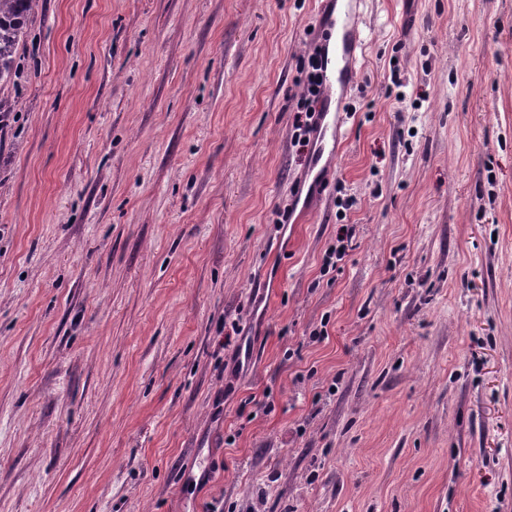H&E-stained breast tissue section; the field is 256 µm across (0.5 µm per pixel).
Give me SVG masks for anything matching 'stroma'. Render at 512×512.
Segmentation results:
<instances>
[{
	"mask_svg": "<svg viewBox=\"0 0 512 512\" xmlns=\"http://www.w3.org/2000/svg\"><path fill=\"white\" fill-rule=\"evenodd\" d=\"M319 3L40 0L0 512H512V0H362L335 171L282 225Z\"/></svg>",
	"mask_w": 512,
	"mask_h": 512,
	"instance_id": "obj_1",
	"label": "stroma"
}]
</instances>
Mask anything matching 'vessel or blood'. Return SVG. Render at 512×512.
Here are the masks:
<instances>
[{
  "instance_id": "1",
  "label": "vessel or blood",
  "mask_w": 512,
  "mask_h": 512,
  "mask_svg": "<svg viewBox=\"0 0 512 512\" xmlns=\"http://www.w3.org/2000/svg\"><path fill=\"white\" fill-rule=\"evenodd\" d=\"M339 0H322L321 17L325 37L322 41L324 57V111L314 133L315 150L324 154L328 141L336 139L347 121L346 113L337 109L344 99L356 74L357 54L361 48L362 32L355 4L339 7ZM335 163L334 157L326 156L324 164L308 185L303 206L311 208L320 195L325 179Z\"/></svg>"
}]
</instances>
